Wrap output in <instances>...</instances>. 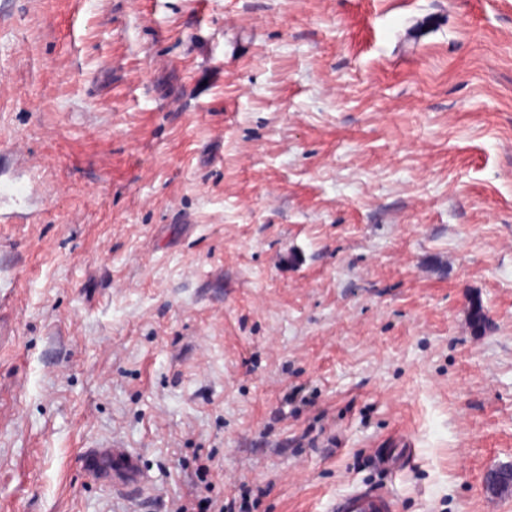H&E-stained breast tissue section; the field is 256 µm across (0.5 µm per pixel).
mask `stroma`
<instances>
[{
  "mask_svg": "<svg viewBox=\"0 0 512 512\" xmlns=\"http://www.w3.org/2000/svg\"><path fill=\"white\" fill-rule=\"evenodd\" d=\"M1 183L0 512H512V0H0ZM103 458L112 459V486H125L126 483L118 477V473H123L126 478V487H135L143 478V470L137 456L131 453L127 448H123L114 443H102L99 448H93L87 451L84 459V468L86 471H101L100 461ZM485 487L492 494H511L512 465L488 471L485 475ZM391 501L392 498L382 491L353 493L343 500H336L332 509L336 512H389Z\"/></svg>",
  "mask_w": 512,
  "mask_h": 512,
  "instance_id": "stroma-1",
  "label": "stroma"
}]
</instances>
